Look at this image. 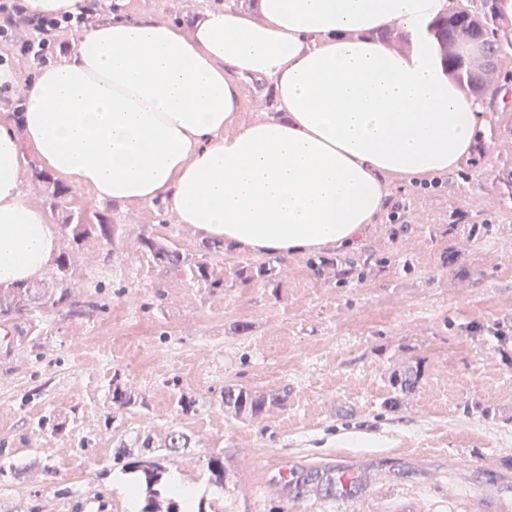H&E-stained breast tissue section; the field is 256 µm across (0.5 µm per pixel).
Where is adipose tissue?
I'll return each mask as SVG.
<instances>
[{"mask_svg": "<svg viewBox=\"0 0 512 512\" xmlns=\"http://www.w3.org/2000/svg\"><path fill=\"white\" fill-rule=\"evenodd\" d=\"M456 0H256L183 26L113 14L38 68L0 118V285L40 280L60 231L20 188L24 151L104 203L164 202L264 257L354 248L391 178L455 169L493 119L430 25ZM398 28L391 48L377 34ZM245 79L277 116L244 121Z\"/></svg>", "mask_w": 512, "mask_h": 512, "instance_id": "adipose-tissue-1", "label": "adipose tissue"}]
</instances>
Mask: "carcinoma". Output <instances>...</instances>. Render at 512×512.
Returning <instances> with one entry per match:
<instances>
[{"mask_svg": "<svg viewBox=\"0 0 512 512\" xmlns=\"http://www.w3.org/2000/svg\"><path fill=\"white\" fill-rule=\"evenodd\" d=\"M432 32L448 72L474 93L484 96L492 89L499 62L512 56V0H465L449 14L436 18ZM60 229L66 238V250L56 259L49 283L12 284L0 287V322H9L36 309L77 307L71 291L77 270V257L91 237L113 244L120 237L119 225L98 217L90 224L80 212L67 211ZM141 251L155 262L180 273L188 281L204 288H234L259 283L265 288L280 287V270L272 259L259 261L249 257L238 260L222 275L214 273L207 253L181 252L173 245L151 235L139 238ZM287 391L257 393L242 385L224 387L222 401L235 413L259 419L273 408L284 405ZM124 471L136 474L134 484L143 489L144 504L137 512H180L171 502L160 510L159 497L168 490L163 481L167 467L160 460L128 462ZM208 483L217 494L224 492V461L212 456L207 462Z\"/></svg>", "mask_w": 512, "mask_h": 512, "instance_id": "obj_1", "label": "carcinoma"}]
</instances>
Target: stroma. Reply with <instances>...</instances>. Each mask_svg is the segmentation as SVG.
Returning <instances> with one entry per match:
<instances>
[{"instance_id": "1", "label": "stroma", "mask_w": 512, "mask_h": 512, "mask_svg": "<svg viewBox=\"0 0 512 512\" xmlns=\"http://www.w3.org/2000/svg\"><path fill=\"white\" fill-rule=\"evenodd\" d=\"M123 5L173 23L254 7ZM491 110L492 132L439 186L392 179L358 247L321 252L371 257L344 283L299 254L280 260L276 290L198 287L139 247L146 230L202 249L161 204L102 203L70 187L65 206L126 234L88 240L78 256L74 295L97 308L0 322V512H125L115 437L148 433L160 454L174 430L190 446L165 464L213 512H512V198L494 179L512 170V98ZM404 373L415 384L402 393L393 377ZM117 383L131 398L118 411ZM228 384L284 387L288 399L245 418L224 407ZM181 396L193 412L178 411ZM212 455L226 470L218 497L206 487ZM328 469L349 479L332 496L312 478Z\"/></svg>"}]
</instances>
